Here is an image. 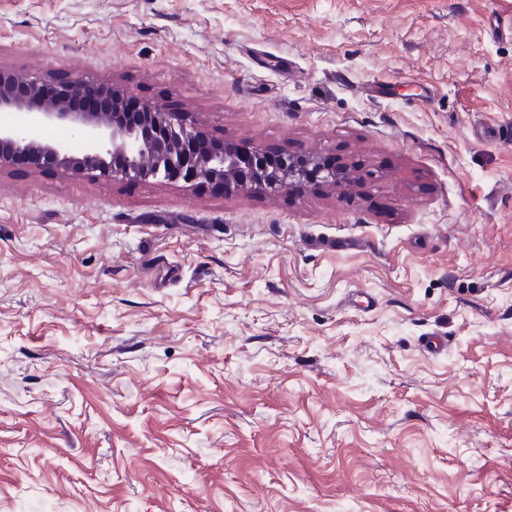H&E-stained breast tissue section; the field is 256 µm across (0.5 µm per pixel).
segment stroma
<instances>
[{
  "mask_svg": "<svg viewBox=\"0 0 512 512\" xmlns=\"http://www.w3.org/2000/svg\"><path fill=\"white\" fill-rule=\"evenodd\" d=\"M0 69L354 175L0 170V512H512V0H0Z\"/></svg>",
  "mask_w": 512,
  "mask_h": 512,
  "instance_id": "35a3bbf8",
  "label": "stroma"
}]
</instances>
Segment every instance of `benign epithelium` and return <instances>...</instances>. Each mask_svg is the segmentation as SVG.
Here are the masks:
<instances>
[{"label":"benign epithelium","instance_id":"7a95c632","mask_svg":"<svg viewBox=\"0 0 512 512\" xmlns=\"http://www.w3.org/2000/svg\"><path fill=\"white\" fill-rule=\"evenodd\" d=\"M47 84L25 74L0 70V111L26 110L36 113L46 125L66 127L82 144L76 154L66 140L33 142L21 127H0V169L12 158L24 156L35 170L65 173L97 172L112 178L201 184L221 182L226 188L278 190L296 186L313 173L334 188L349 183V169L326 164L321 157L288 158L275 169L255 162L263 151L246 152L238 144L224 143L208 150V139L198 126L183 122L179 113L154 103H142L144 112L136 122L117 109L76 112L71 99L87 93L91 85L73 80L46 91Z\"/></svg>","mask_w":512,"mask_h":512}]
</instances>
